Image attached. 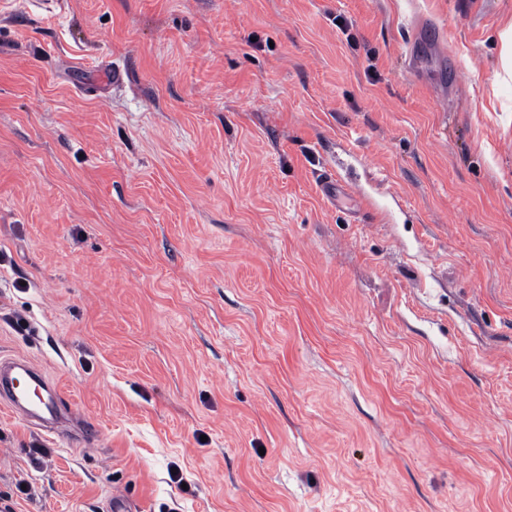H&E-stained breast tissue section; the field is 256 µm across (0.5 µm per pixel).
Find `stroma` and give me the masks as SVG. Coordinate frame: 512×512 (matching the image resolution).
<instances>
[{
	"instance_id": "stroma-1",
	"label": "stroma",
	"mask_w": 512,
	"mask_h": 512,
	"mask_svg": "<svg viewBox=\"0 0 512 512\" xmlns=\"http://www.w3.org/2000/svg\"><path fill=\"white\" fill-rule=\"evenodd\" d=\"M1 358L0 512H512V0L5 8ZM319 186L328 201L337 207L347 205L355 215H362L370 222L382 223L384 217L363 197L353 196L341 184L337 175L325 169L319 174ZM0 400L15 413L26 411L31 417L41 416L33 413L27 405L35 404L42 407L53 417L58 408L67 402L61 388L50 383L41 370L25 359H10L0 362ZM29 381L21 383L20 378Z\"/></svg>"
}]
</instances>
